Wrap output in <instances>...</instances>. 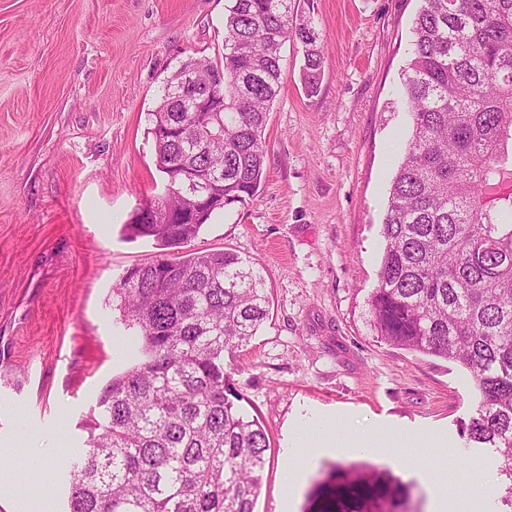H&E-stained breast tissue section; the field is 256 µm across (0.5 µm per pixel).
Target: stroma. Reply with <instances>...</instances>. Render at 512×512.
<instances>
[{
  "label": "stroma",
  "instance_id": "35a3bbf8",
  "mask_svg": "<svg viewBox=\"0 0 512 512\" xmlns=\"http://www.w3.org/2000/svg\"><path fill=\"white\" fill-rule=\"evenodd\" d=\"M227 0H0V458L16 466L36 436L56 472L61 512L78 424L137 342L108 299L128 268L151 261L124 226L167 184L150 113L191 55L224 52ZM421 0H293L324 44L317 93L302 47L281 50V89L265 131L257 194L214 215L192 250H230L258 270L269 317L226 362L265 428L255 512H317L304 481L284 501L296 422L425 433L418 461L477 468L458 420L466 371L377 342L366 300L383 252L380 224L407 140L401 72Z\"/></svg>",
  "mask_w": 512,
  "mask_h": 512
}]
</instances>
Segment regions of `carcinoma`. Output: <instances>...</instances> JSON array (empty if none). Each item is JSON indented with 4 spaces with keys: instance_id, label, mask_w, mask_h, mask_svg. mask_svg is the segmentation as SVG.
Wrapping results in <instances>:
<instances>
[{
    "instance_id": "obj_1",
    "label": "carcinoma",
    "mask_w": 512,
    "mask_h": 512,
    "mask_svg": "<svg viewBox=\"0 0 512 512\" xmlns=\"http://www.w3.org/2000/svg\"><path fill=\"white\" fill-rule=\"evenodd\" d=\"M290 0H228L224 54L190 56L150 113L168 192L138 208L125 234L158 252L127 269L112 298L141 338V358L112 377L81 422L84 453L70 471L66 512H254L269 438L239 405L225 354L248 345L269 315L263 278L227 251L174 250L195 239L186 199L210 187L225 205L258 191L264 132L282 79L281 48L302 46V81L321 79L323 46ZM401 73L410 118L381 224L378 284L367 298L377 341L442 358L473 383L460 419L468 448H489L499 512H512V0H423ZM224 69V111L188 112L174 90L187 71L204 82ZM414 485L387 469L330 464L313 493L336 499L396 496Z\"/></svg>"
}]
</instances>
